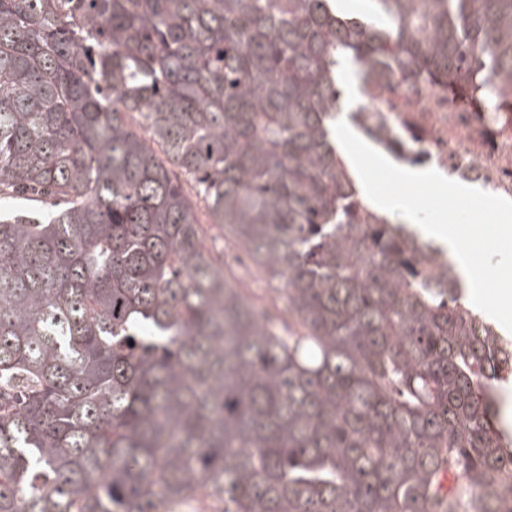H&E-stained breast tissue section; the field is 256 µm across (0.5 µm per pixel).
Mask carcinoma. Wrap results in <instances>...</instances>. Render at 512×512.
Wrapping results in <instances>:
<instances>
[{"instance_id": "1", "label": "carcinoma", "mask_w": 512, "mask_h": 512, "mask_svg": "<svg viewBox=\"0 0 512 512\" xmlns=\"http://www.w3.org/2000/svg\"><path fill=\"white\" fill-rule=\"evenodd\" d=\"M369 11L0 0V512H500L512 342L332 138L345 61L507 95L512 0ZM150 140L279 282L287 331ZM197 215L203 224L206 246L210 249L212 256L224 266V271L228 273L231 269L236 277L242 282L244 288H249L251 295L264 303L271 311L272 315L279 320V324L288 327V315L283 314L272 303L275 292L265 284L253 282L252 263L246 258L242 251L233 245H224V231L217 224H207V218L204 214V204H194ZM241 254L242 264L233 265L226 260L227 255Z\"/></svg>"}]
</instances>
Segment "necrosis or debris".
<instances>
[{
	"instance_id": "4bbe7bcc",
	"label": "necrosis or debris",
	"mask_w": 512,
	"mask_h": 512,
	"mask_svg": "<svg viewBox=\"0 0 512 512\" xmlns=\"http://www.w3.org/2000/svg\"><path fill=\"white\" fill-rule=\"evenodd\" d=\"M362 110L373 114L380 146H394L397 160L418 154L443 173L512 198L511 112L494 111L447 80L398 74L367 83Z\"/></svg>"
}]
</instances>
